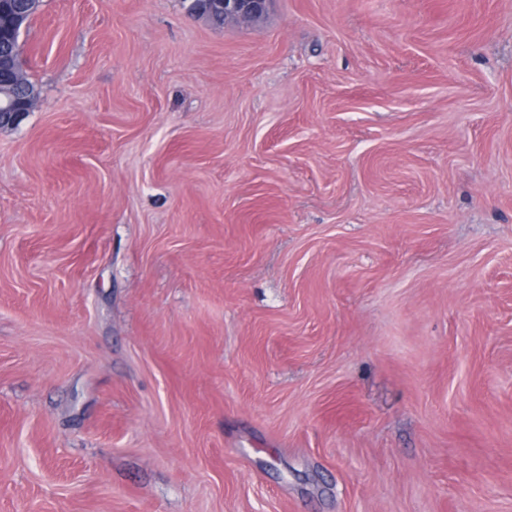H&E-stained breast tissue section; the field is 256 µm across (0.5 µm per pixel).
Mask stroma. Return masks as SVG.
<instances>
[{
  "instance_id": "obj_1",
  "label": "stroma",
  "mask_w": 512,
  "mask_h": 512,
  "mask_svg": "<svg viewBox=\"0 0 512 512\" xmlns=\"http://www.w3.org/2000/svg\"><path fill=\"white\" fill-rule=\"evenodd\" d=\"M0 127V512H512V0H43ZM219 3L223 14L207 12V18L216 24H224L225 19H253L266 13L272 0H205ZM0 103L2 98V105L6 100L11 101L13 98L23 99L29 91L33 97L31 98L28 107L29 112L35 100L37 99L38 92L35 85L28 79L26 70L4 72L0 71Z\"/></svg>"
}]
</instances>
